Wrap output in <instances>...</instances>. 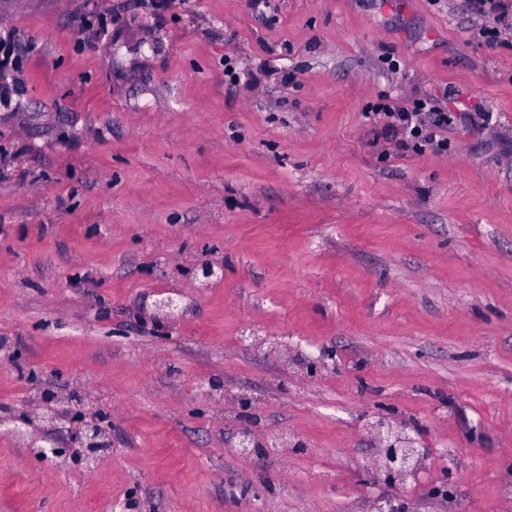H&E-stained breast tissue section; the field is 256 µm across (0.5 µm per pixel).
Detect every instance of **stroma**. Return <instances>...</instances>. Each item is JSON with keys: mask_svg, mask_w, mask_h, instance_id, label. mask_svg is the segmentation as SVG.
Wrapping results in <instances>:
<instances>
[{"mask_svg": "<svg viewBox=\"0 0 512 512\" xmlns=\"http://www.w3.org/2000/svg\"><path fill=\"white\" fill-rule=\"evenodd\" d=\"M134 3L0 0V407L112 417L91 469L0 433V512H512V29ZM384 94L454 102L447 148L370 125ZM378 413L428 450L404 485L364 469ZM21 38L15 31L0 34V72L19 65Z\"/></svg>", "mask_w": 512, "mask_h": 512, "instance_id": "stroma-1", "label": "stroma"}]
</instances>
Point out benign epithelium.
<instances>
[{
	"label": "benign epithelium",
	"mask_w": 512,
	"mask_h": 512,
	"mask_svg": "<svg viewBox=\"0 0 512 512\" xmlns=\"http://www.w3.org/2000/svg\"><path fill=\"white\" fill-rule=\"evenodd\" d=\"M47 407L38 420L29 415L22 417L0 415V431L14 436H25L29 430L43 423L42 435L28 443L29 453L50 468H55L69 459H80L91 467L99 453L108 446L111 421L99 411L89 412L82 408L73 410L55 403L52 395L42 396ZM377 448L374 466L385 477L398 485L415 474L426 458V448L420 438L409 431L407 425L379 416L366 424ZM72 432L75 445L62 441L58 434Z\"/></svg>",
	"instance_id": "obj_1"
}]
</instances>
